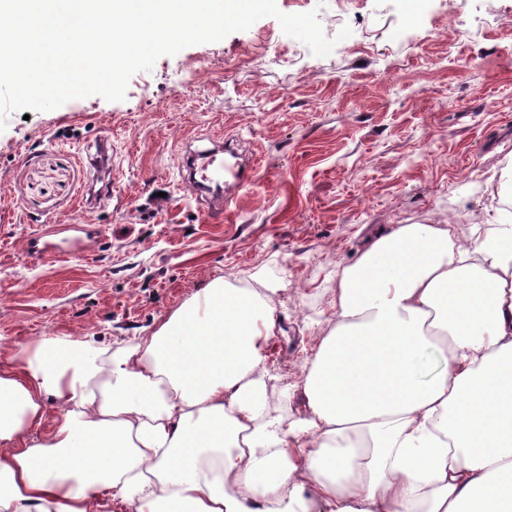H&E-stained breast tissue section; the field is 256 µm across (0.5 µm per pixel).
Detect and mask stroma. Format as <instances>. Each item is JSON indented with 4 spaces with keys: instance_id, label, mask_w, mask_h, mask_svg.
<instances>
[{
    "instance_id": "stroma-1",
    "label": "stroma",
    "mask_w": 512,
    "mask_h": 512,
    "mask_svg": "<svg viewBox=\"0 0 512 512\" xmlns=\"http://www.w3.org/2000/svg\"><path fill=\"white\" fill-rule=\"evenodd\" d=\"M318 10L313 58L265 17L136 73L124 100L92 95L7 115L0 132V364L36 336L121 344L213 279L270 289L266 365L306 360L334 314L340 273L399 224L453 218L471 236L501 207L512 164V0H427L421 40H394L396 0H277ZM232 140L261 161L223 223L179 188L184 138ZM112 145V202L84 209L86 147ZM51 224L96 228L88 258L31 260ZM310 314H296V304Z\"/></svg>"
}]
</instances>
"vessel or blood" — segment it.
<instances>
[{"label": "vessel or blood", "instance_id": "1", "mask_svg": "<svg viewBox=\"0 0 512 512\" xmlns=\"http://www.w3.org/2000/svg\"><path fill=\"white\" fill-rule=\"evenodd\" d=\"M101 157L95 164V179L100 182L102 198L112 195V163L107 160L108 147L99 143ZM258 167L244 159L234 148L216 142L212 146L188 151L178 166L179 181L185 193L205 201L207 213L214 222H221L237 194L256 185Z\"/></svg>", "mask_w": 512, "mask_h": 512}]
</instances>
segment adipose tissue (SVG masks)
Segmentation results:
<instances>
[{
	"label": "adipose tissue",
	"instance_id": "ef3b65f1",
	"mask_svg": "<svg viewBox=\"0 0 512 512\" xmlns=\"http://www.w3.org/2000/svg\"><path fill=\"white\" fill-rule=\"evenodd\" d=\"M493 220L468 248L450 225L402 224L344 268L302 418L268 403L274 307L221 279L119 346L17 347L0 512H512V393L458 413L512 383V225Z\"/></svg>",
	"mask_w": 512,
	"mask_h": 512
}]
</instances>
